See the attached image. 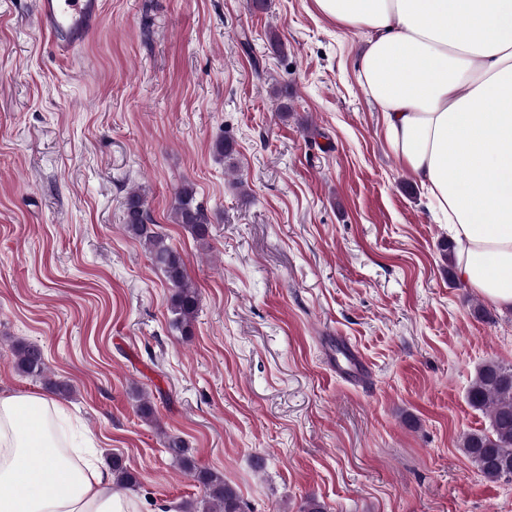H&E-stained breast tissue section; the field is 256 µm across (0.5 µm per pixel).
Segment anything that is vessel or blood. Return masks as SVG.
Masks as SVG:
<instances>
[{
  "label": "vessel or blood",
  "mask_w": 512,
  "mask_h": 512,
  "mask_svg": "<svg viewBox=\"0 0 512 512\" xmlns=\"http://www.w3.org/2000/svg\"><path fill=\"white\" fill-rule=\"evenodd\" d=\"M36 20L47 36L56 57H70L101 25L104 0H36ZM343 364L337 365V375L346 379L369 373V365L352 344L341 349Z\"/></svg>",
  "instance_id": "b4317fda"
}]
</instances>
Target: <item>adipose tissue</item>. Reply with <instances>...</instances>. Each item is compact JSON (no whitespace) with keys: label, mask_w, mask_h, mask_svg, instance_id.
<instances>
[{"label":"adipose tissue","mask_w":512,"mask_h":512,"mask_svg":"<svg viewBox=\"0 0 512 512\" xmlns=\"http://www.w3.org/2000/svg\"><path fill=\"white\" fill-rule=\"evenodd\" d=\"M315 4L370 32L358 77L393 156L448 224L459 279L512 308V0ZM67 420L50 396L0 394V512H136Z\"/></svg>","instance_id":"1"}]
</instances>
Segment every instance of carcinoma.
Masks as SVG:
<instances>
[{
    "label": "carcinoma",
    "mask_w": 512,
    "mask_h": 512,
    "mask_svg": "<svg viewBox=\"0 0 512 512\" xmlns=\"http://www.w3.org/2000/svg\"><path fill=\"white\" fill-rule=\"evenodd\" d=\"M124 229L145 248L152 265L171 288L168 311L172 325L182 336L193 335L200 297L187 272L182 254L163 234L150 214L146 193L131 190L124 199ZM174 223L183 225L198 240L209 235L210 219L196 202L194 187L186 184L176 193L172 206ZM14 368L25 377L38 378L51 387L57 382L47 378L42 349L19 341L13 346ZM468 404L489 420L485 430L463 435L459 448L478 472L490 482L512 483V365L489 361L476 369L468 390ZM170 457L203 489L207 512H245L240 494L224 477L197 467L185 442L178 436L166 441ZM114 483L129 488L137 476L118 456L112 458Z\"/></svg>",
    "instance_id": "1"
}]
</instances>
